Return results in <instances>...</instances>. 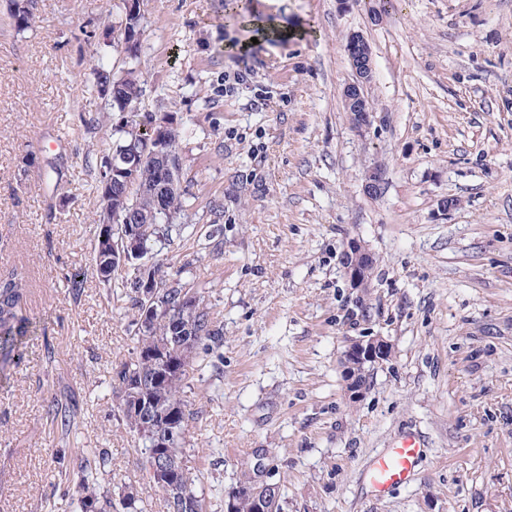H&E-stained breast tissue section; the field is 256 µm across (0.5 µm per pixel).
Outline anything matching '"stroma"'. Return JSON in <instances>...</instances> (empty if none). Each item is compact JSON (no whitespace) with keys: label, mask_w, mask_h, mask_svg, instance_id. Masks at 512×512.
<instances>
[{"label":"stroma","mask_w":512,"mask_h":512,"mask_svg":"<svg viewBox=\"0 0 512 512\" xmlns=\"http://www.w3.org/2000/svg\"><path fill=\"white\" fill-rule=\"evenodd\" d=\"M144 12L141 107L187 127L195 198L196 236L161 255L222 331L187 390L185 455L206 512H224L260 453L283 512H512V0H144ZM9 13L0 0V273L26 282L37 331L0 373V512H69L48 508L53 484L79 474L75 457L59 470L57 448L111 449L113 499L130 487L164 512L131 434L104 421L108 373L133 341L128 298L94 270L88 157L109 140L81 119L101 104L80 34L118 16L102 0H39L19 34ZM353 34L374 60L360 134L341 101ZM353 238L377 257L364 316L339 262ZM361 336L388 338L394 356L352 403L340 360ZM55 393L79 400L76 435L48 419ZM408 432L426 444L414 481L374 497L367 459Z\"/></svg>","instance_id":"35a3bbf8"}]
</instances>
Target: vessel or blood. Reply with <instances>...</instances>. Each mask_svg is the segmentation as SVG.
<instances>
[{"label":"vessel or blood","instance_id":"obj_1","mask_svg":"<svg viewBox=\"0 0 512 512\" xmlns=\"http://www.w3.org/2000/svg\"><path fill=\"white\" fill-rule=\"evenodd\" d=\"M425 444L419 436L408 433L393 447L375 454L362 471V482L370 493L383 497L396 487L410 484Z\"/></svg>","mask_w":512,"mask_h":512}]
</instances>
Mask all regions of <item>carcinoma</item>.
Returning a JSON list of instances; mask_svg holds the SVG:
<instances>
[{"label":"carcinoma","instance_id":"obj_1","mask_svg":"<svg viewBox=\"0 0 512 512\" xmlns=\"http://www.w3.org/2000/svg\"><path fill=\"white\" fill-rule=\"evenodd\" d=\"M145 16L120 10L119 26L132 33L119 67L109 63L119 53L112 41L97 42L95 64L91 69V88L104 101V114L88 115L89 130L108 128L111 147L96 155L93 189L99 198L94 220V264L99 281L108 287L122 288L133 311L134 347L132 357L112 368L109 389L118 399L111 417L124 424L134 437L141 454V465L154 486L162 490L166 512H204V499L195 491L197 475L188 467L173 472L169 481L160 482L151 469L158 458L180 464L185 462L184 446L192 416L188 409L185 384L219 342L220 331L204 292L178 271L168 272L158 258L155 246L171 244L191 236L195 225L185 222L193 208L192 196L176 188L165 194L163 212L154 224L134 230V245L140 255L124 265L112 261L110 232L112 212L104 207L105 198L118 206L125 204L139 211L157 209L160 168L155 157L169 159L183 168L180 152L185 127L167 112H144V80L139 68L141 37ZM142 156L132 172V190L120 201L112 197V165H121L122 156ZM152 284L155 295L150 301L142 288ZM24 286L13 273L0 274V365L17 363L22 339L30 332V320L23 313ZM182 320L192 330L189 339L178 341L172 325ZM51 422L61 434L70 436L75 424V403L53 398L48 405ZM112 463L109 448H84L80 476L73 483L61 480L55 485L54 498L66 501L72 512H143L138 494L130 490L119 502L103 484V476Z\"/></svg>","mask_w":512,"mask_h":512}]
</instances>
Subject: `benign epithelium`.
Here are the masks:
<instances>
[{
  "instance_id": "7a95c632",
  "label": "benign epithelium",
  "mask_w": 512,
  "mask_h": 512,
  "mask_svg": "<svg viewBox=\"0 0 512 512\" xmlns=\"http://www.w3.org/2000/svg\"><path fill=\"white\" fill-rule=\"evenodd\" d=\"M349 64L353 78L341 91L344 109L353 117V127L360 132L371 122L370 103L365 95V88L373 78L374 66L372 53L366 40L358 35L351 36L346 44ZM163 181L160 191L168 189L181 181L180 174L171 163L160 165ZM157 214L142 213L121 215L120 211H112L113 222L125 224L136 219L141 224L156 223ZM340 262L349 287L360 292L371 285L372 273L377 263L375 254L358 239H352L341 253ZM393 353L391 342L384 336H371L366 340H351L346 346L341 359L342 377L345 393L351 402L359 401L367 390L365 377L360 375L359 368H376L388 361ZM248 493L255 499V512H268L270 504L278 498L276 487L263 481H255L251 485L236 486L224 498V512H234L236 498Z\"/></svg>"
}]
</instances>
